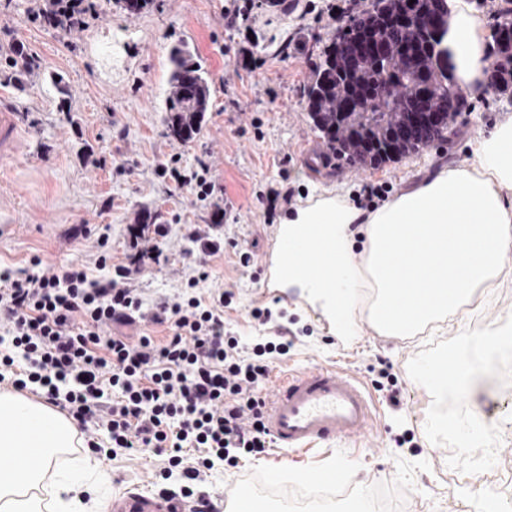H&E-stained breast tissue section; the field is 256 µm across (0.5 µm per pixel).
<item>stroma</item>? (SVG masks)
<instances>
[{
  "instance_id": "1",
  "label": "stroma",
  "mask_w": 512,
  "mask_h": 512,
  "mask_svg": "<svg viewBox=\"0 0 512 512\" xmlns=\"http://www.w3.org/2000/svg\"><path fill=\"white\" fill-rule=\"evenodd\" d=\"M84 25L63 34L33 18L28 0H0V109L16 112L25 132L18 153L0 157V272L31 267L34 260L81 264L90 277L108 279L129 262L128 228L144 225L159 253L133 282L145 303L174 297L201 268L200 283L232 291L224 310L227 330L251 343L275 332L293 346L276 357L274 376L311 366L343 367L369 389L376 407L368 442L332 440L297 454L270 448L237 467L215 463L198 488L249 487L270 512H303L284 486L302 475L345 472L350 498L363 497L372 512H462L485 496L491 474L512 472V355L476 361L466 376L475 398L449 394L430 406L421 384L429 365L469 351L468 338L492 328H512V259L491 291L474 296L473 309L445 329L411 337L379 335L361 324L351 336L330 332L319 305L299 290L270 285L268 259L282 217L321 190H341L356 205L378 206L420 181L426 172L461 167L471 144L512 114V87L466 101L444 139L376 168H360L333 153L306 110L305 88L342 19L371 9L374 0H152L138 13L123 0H89ZM183 44L206 72L209 107L194 140L168 134L165 98L169 54ZM33 60L21 71L17 54ZM207 172L213 192L196 198L178 175ZM167 228L165 236L155 225ZM213 225L215 239L253 251L244 268L224 253L204 252L191 231ZM106 255V267L97 258ZM272 311L271 323L253 320V307ZM393 368L401 392L391 406L374 388L378 361ZM446 416L448 428L427 429L425 414ZM479 419L485 434L471 433ZM104 457L103 492L166 490L177 478L149 483L152 451H113L98 430ZM469 442L471 481L452 487L457 450Z\"/></svg>"
}]
</instances>
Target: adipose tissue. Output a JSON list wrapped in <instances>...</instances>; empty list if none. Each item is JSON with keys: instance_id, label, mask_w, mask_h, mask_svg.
Masks as SVG:
<instances>
[{"instance_id": "obj_1", "label": "adipose tissue", "mask_w": 512, "mask_h": 512, "mask_svg": "<svg viewBox=\"0 0 512 512\" xmlns=\"http://www.w3.org/2000/svg\"><path fill=\"white\" fill-rule=\"evenodd\" d=\"M441 45L468 98L485 90V23L447 0ZM512 253V114L477 142L466 167L427 173L411 190L366 211L323 191L277 227L270 262L278 288H307L336 333L365 320L384 336H413L453 318L492 287ZM81 441L70 418L19 392L0 393V512H80L102 472L81 457V477L56 468Z\"/></svg>"}]
</instances>
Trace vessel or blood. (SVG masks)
I'll use <instances>...</instances> for the list:
<instances>
[{"label":"vessel or blood","mask_w":512,"mask_h":512,"mask_svg":"<svg viewBox=\"0 0 512 512\" xmlns=\"http://www.w3.org/2000/svg\"><path fill=\"white\" fill-rule=\"evenodd\" d=\"M22 131L14 113H0V156L16 153ZM375 406L363 384L337 367H311L274 384L267 423L277 447L309 451L330 438H353L372 426ZM112 512H171L152 493L129 492L112 499Z\"/></svg>","instance_id":"1"}]
</instances>
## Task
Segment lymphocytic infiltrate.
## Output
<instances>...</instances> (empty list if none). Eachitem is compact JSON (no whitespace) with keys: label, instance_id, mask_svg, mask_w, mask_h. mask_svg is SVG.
Here are the masks:
<instances>
[{"label":"lymphocytic infiltrate","instance_id":"f902f5d3","mask_svg":"<svg viewBox=\"0 0 512 512\" xmlns=\"http://www.w3.org/2000/svg\"><path fill=\"white\" fill-rule=\"evenodd\" d=\"M130 267L105 282L82 265L38 263L35 272L0 277V331L24 365L0 355V389L30 391L62 403L80 428L106 427L112 445L154 449L159 474H178L189 498L212 459L237 465L267 453L270 354H288L287 336L244 350L224 327L230 291L201 295L200 270L174 300L144 305ZM135 335L115 333V324ZM167 329L152 336V327Z\"/></svg>","mask_w":512,"mask_h":512}]
</instances>
